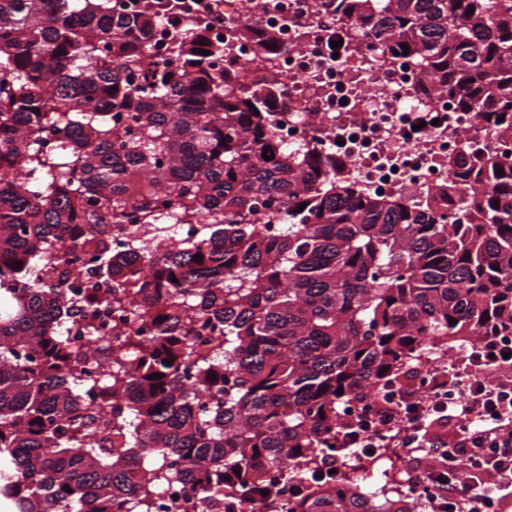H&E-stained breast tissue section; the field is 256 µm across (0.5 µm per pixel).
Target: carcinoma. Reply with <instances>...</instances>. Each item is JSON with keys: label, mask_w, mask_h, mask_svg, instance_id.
Instances as JSON below:
<instances>
[{"label": "carcinoma", "mask_w": 512, "mask_h": 512, "mask_svg": "<svg viewBox=\"0 0 512 512\" xmlns=\"http://www.w3.org/2000/svg\"><path fill=\"white\" fill-rule=\"evenodd\" d=\"M320 2L493 132L499 146L448 158L473 186L453 223L434 212L441 189L412 207L357 187L328 152L288 153L282 75H227L224 40L173 0H0V500L13 512H156L175 480L215 510L283 512L278 466L317 487L288 512H413L326 459L344 408L421 349L512 334V0ZM254 46L280 50L273 33ZM160 203L203 233L141 253L112 238L156 223ZM103 284L154 336L94 348L112 369L95 393L59 326L98 307Z\"/></svg>", "instance_id": "obj_1"}]
</instances>
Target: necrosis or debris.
I'll return each instance as SVG.
<instances>
[{"mask_svg":"<svg viewBox=\"0 0 512 512\" xmlns=\"http://www.w3.org/2000/svg\"><path fill=\"white\" fill-rule=\"evenodd\" d=\"M247 22L277 33L281 49L276 56H257L252 41L240 37L239 28ZM340 30L315 0H223L212 33L228 40L227 69L245 66L256 82L272 69L287 77L288 113L276 134L289 151L331 146L354 181L411 205H423L432 190L450 184L463 195L448 158L469 143L488 144L474 113L445 97L427 98L415 63L366 41L348 43L336 60H329V35ZM415 123L420 131L409 134ZM159 221L156 229L130 226L128 239L150 244L160 232L181 244L199 233L198 225L181 223L172 207L160 211ZM138 327L132 316L121 318L104 307L97 328L69 319L63 334L80 351L93 342L119 349Z\"/></svg>","mask_w":512,"mask_h":512,"instance_id":"1","label":"necrosis or debris"}]
</instances>
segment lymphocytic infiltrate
Listing matches in <instances>:
<instances>
[{
  "label": "lymphocytic infiltrate",
  "instance_id": "lymphocytic-infiltrate-1",
  "mask_svg": "<svg viewBox=\"0 0 512 512\" xmlns=\"http://www.w3.org/2000/svg\"><path fill=\"white\" fill-rule=\"evenodd\" d=\"M492 365L511 366L512 345L489 336L462 373L435 368L428 392L396 384L377 403L348 413L336 432L337 456L439 448L436 465L407 477L408 490L424 488L433 512H506L512 506V391L487 384L484 372ZM460 384L467 394L457 402L448 390ZM443 418L454 422L451 436L431 431Z\"/></svg>",
  "mask_w": 512,
  "mask_h": 512
}]
</instances>
